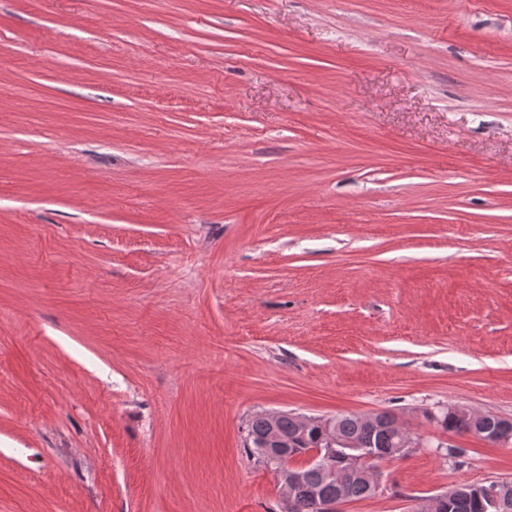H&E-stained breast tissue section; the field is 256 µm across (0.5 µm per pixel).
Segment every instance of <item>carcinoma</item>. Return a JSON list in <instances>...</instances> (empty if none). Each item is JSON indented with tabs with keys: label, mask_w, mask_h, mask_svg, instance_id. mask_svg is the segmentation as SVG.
Here are the masks:
<instances>
[{
	"label": "carcinoma",
	"mask_w": 512,
	"mask_h": 512,
	"mask_svg": "<svg viewBox=\"0 0 512 512\" xmlns=\"http://www.w3.org/2000/svg\"><path fill=\"white\" fill-rule=\"evenodd\" d=\"M445 431L458 435L474 434L489 442H494L496 434L503 424L501 417L490 413H478L464 406H450L431 416ZM397 418L390 412H379L376 421L371 423L365 416L346 414L334 418L336 437L340 444L332 449L338 456L348 451L349 445L365 448L375 454L377 460L393 457V449L398 447L399 433ZM278 432L287 436H299L298 446L291 453L298 457L308 454L315 448L325 447L321 427L317 424L306 431L299 430L296 414L290 411L280 413ZM270 426L266 416L259 413L251 418L247 425L250 451L255 452L265 443ZM303 480L292 486L295 512H319L317 499L359 500L372 496L367 480L363 477L338 474L334 478L325 477L314 465L300 466ZM473 484H458V495L452 504L451 512H484L481 502L473 495Z\"/></svg>",
	"instance_id": "obj_1"
}]
</instances>
